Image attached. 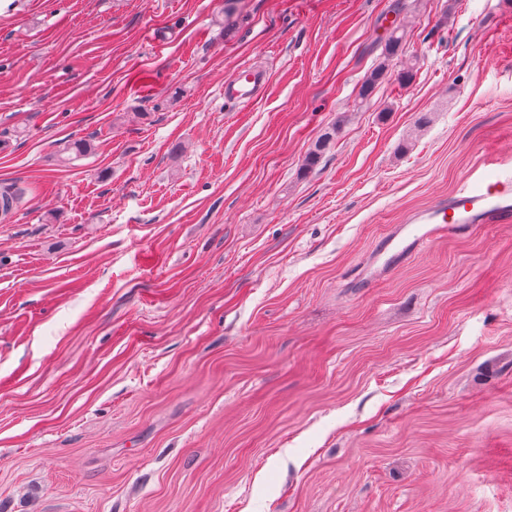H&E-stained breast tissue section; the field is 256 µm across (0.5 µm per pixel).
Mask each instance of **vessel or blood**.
Listing matches in <instances>:
<instances>
[{
    "instance_id": "obj_1",
    "label": "vessel or blood",
    "mask_w": 512,
    "mask_h": 512,
    "mask_svg": "<svg viewBox=\"0 0 512 512\" xmlns=\"http://www.w3.org/2000/svg\"><path fill=\"white\" fill-rule=\"evenodd\" d=\"M264 76L251 68L241 69L234 80L224 86V95L241 105H249L261 94ZM512 221V172L495 178L476 177L472 183L427 209L416 212L413 231L383 240L381 254L407 255L417 245L440 234H470L486 224Z\"/></svg>"
}]
</instances>
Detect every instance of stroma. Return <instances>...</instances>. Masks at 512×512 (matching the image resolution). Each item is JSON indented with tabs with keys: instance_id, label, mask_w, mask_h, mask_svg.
<instances>
[{
	"instance_id": "1",
	"label": "stroma",
	"mask_w": 512,
	"mask_h": 512,
	"mask_svg": "<svg viewBox=\"0 0 512 512\" xmlns=\"http://www.w3.org/2000/svg\"><path fill=\"white\" fill-rule=\"evenodd\" d=\"M508 168L512 0H0V512H512ZM398 33L399 30H396L391 34L388 43L385 45V52L383 55L384 60L374 67L363 80L359 90L360 102H366L370 98L374 89L378 86L379 80L385 72V68L387 66L386 62L393 57L399 56V52L402 51L401 46L405 39V35L404 32H401L399 35ZM265 86V77L249 67L241 69L234 80L224 84V97L246 106L254 102ZM337 128L332 127L325 132L308 150L302 165V171L307 172L314 169L321 161L322 156L329 144L336 137ZM512 221V172L497 178L478 176L471 185L463 186L447 199L438 200L427 209L416 212L409 224L413 231L383 240L379 255L389 257L407 255L415 251L420 242H429L439 234L456 236L470 234L483 224H502ZM388 259V260H389Z\"/></svg>"
}]
</instances>
